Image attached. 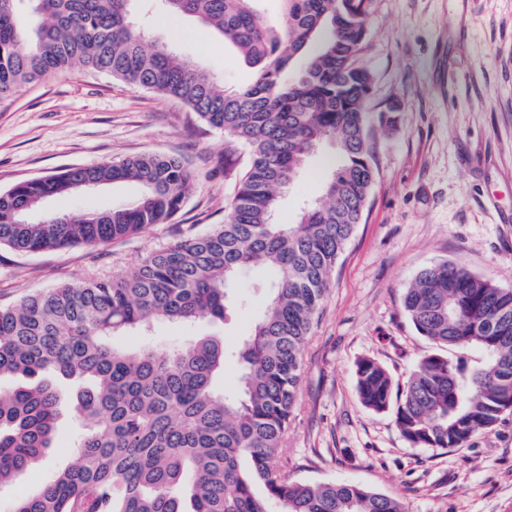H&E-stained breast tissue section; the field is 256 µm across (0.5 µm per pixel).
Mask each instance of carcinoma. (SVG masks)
Segmentation results:
<instances>
[{
	"label": "carcinoma",
	"mask_w": 512,
	"mask_h": 512,
	"mask_svg": "<svg viewBox=\"0 0 512 512\" xmlns=\"http://www.w3.org/2000/svg\"><path fill=\"white\" fill-rule=\"evenodd\" d=\"M0 0V99L78 63L135 89L184 104L224 133V166L237 189L224 223L153 252L110 277L59 284L0 306V486L45 460L62 397L51 374L82 384L84 422L74 463L13 512H406L397 498L356 483L288 478L279 455L297 401L302 352L336 264L361 223L377 172L373 75L361 64L371 0H282L273 25L260 0H163L196 18L255 68L227 90L208 71L163 45L147 48L136 0H34L41 22ZM332 147L323 193L295 224L274 215L307 159ZM196 179L178 157L142 154L70 168L0 192V246L32 254L106 245L171 221ZM120 182L142 187L119 208L39 216L51 198ZM261 268L271 296L235 347L238 386L216 388L224 339L206 335L169 349L128 353L116 333L200 319L221 327L242 275ZM416 331L438 350L419 360L401 390L379 362L356 367L361 402L394 410L416 448H462L512 409V290L444 261L420 271L403 299ZM476 347L469 367L441 349ZM261 483L265 495L253 487Z\"/></svg>",
	"instance_id": "obj_1"
}]
</instances>
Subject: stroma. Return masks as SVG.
<instances>
[{
  "instance_id": "obj_1",
  "label": "stroma",
  "mask_w": 512,
  "mask_h": 512,
  "mask_svg": "<svg viewBox=\"0 0 512 512\" xmlns=\"http://www.w3.org/2000/svg\"><path fill=\"white\" fill-rule=\"evenodd\" d=\"M136 21L162 43L234 89L253 69L192 20L146 6ZM362 64L373 74L371 103L398 105L396 126L376 130L377 178L363 219L343 251L303 351L292 421L281 443L288 478L351 482L399 498L407 512H512V411L461 448H415L393 412L361 402L356 365L383 364L404 386L433 351L403 310L423 268L457 262L512 289V0H372ZM186 160L197 174L170 223L105 246L19 255L0 248V304L62 282L129 268L175 240L224 221L235 182L224 175V136L182 103L134 89L81 67L22 86L0 100V191L68 168L144 153ZM325 154L313 156L278 204L275 219L295 223L321 194ZM137 184L52 199L56 213L109 209L135 201ZM269 279L247 274L239 309L224 326L236 345L265 309ZM209 326L161 322L149 339L114 336L129 352L189 342ZM64 396L46 460L0 487V512L32 495L75 458V382Z\"/></svg>"
}]
</instances>
